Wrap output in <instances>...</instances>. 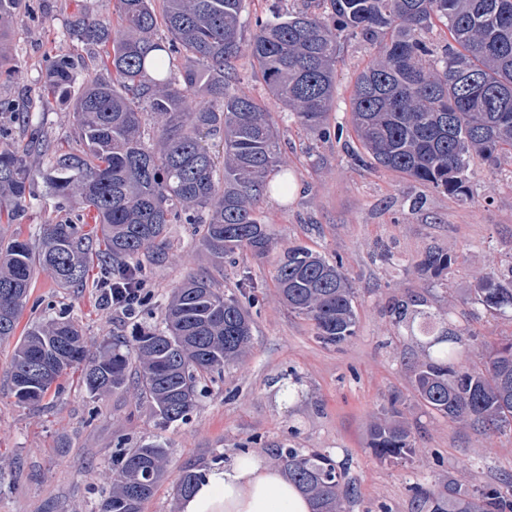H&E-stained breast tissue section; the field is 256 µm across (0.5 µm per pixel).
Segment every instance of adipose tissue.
I'll list each match as a JSON object with an SVG mask.
<instances>
[{"label": "adipose tissue", "mask_w": 512, "mask_h": 512, "mask_svg": "<svg viewBox=\"0 0 512 512\" xmlns=\"http://www.w3.org/2000/svg\"><path fill=\"white\" fill-rule=\"evenodd\" d=\"M180 512H312L310 498L276 468L248 455L209 467Z\"/></svg>", "instance_id": "obj_1"}]
</instances>
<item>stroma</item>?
<instances>
[{"instance_id": "35a3bbf8", "label": "stroma", "mask_w": 512, "mask_h": 512, "mask_svg": "<svg viewBox=\"0 0 512 512\" xmlns=\"http://www.w3.org/2000/svg\"><path fill=\"white\" fill-rule=\"evenodd\" d=\"M111 13L110 0H26L9 33L13 76H0V130L16 143L24 138L9 110H27L47 133L52 148L79 150L69 106H41L45 60L73 52L69 21L77 11ZM375 54L359 40L341 43L336 93L329 121L345 128L342 142L322 143L278 118L280 149L298 186L282 198L267 197L262 218L275 238L272 252H239L214 265L191 224L170 225L163 257L146 266L152 316L112 310L92 283L60 288L38 275L21 325L43 317L45 304L67 312L89 339L132 336L140 325L160 322L168 298L185 279L208 273L225 294H237L250 273L263 298L252 308V348L223 375H207L188 423L162 426L135 387L93 398L75 375L36 405L21 404L9 391L14 340L0 341V512H90L112 484L117 442L166 446L163 480L142 512H179L176 479L182 470L202 471L248 452L279 466V450H318L336 461L349 483L345 512H411L415 487L471 490L512 480V430L487 431L429 410L412 383V364L422 356V336L396 325L394 303L420 297L430 311L445 312L458 337L461 361L482 362V346L512 338V313L487 312L466 294L477 275L512 270V156L497 165L474 158L466 173L470 196H456L402 174L363 165L346 151L355 139L350 95L357 74ZM77 207L45 198L32 187L31 207L16 224L0 223V239L19 234L38 242L44 225L83 223ZM302 245L340 256L355 292L357 334L333 346L320 342L304 316L278 296L273 278L278 253ZM441 247L452 262L447 286L418 265L425 251ZM401 412L411 431L410 459L381 460L367 446L377 417Z\"/></svg>"}]
</instances>
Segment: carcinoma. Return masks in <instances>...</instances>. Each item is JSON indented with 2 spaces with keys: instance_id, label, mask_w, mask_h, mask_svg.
<instances>
[{
  "instance_id": "obj_1",
  "label": "carcinoma",
  "mask_w": 512,
  "mask_h": 512,
  "mask_svg": "<svg viewBox=\"0 0 512 512\" xmlns=\"http://www.w3.org/2000/svg\"><path fill=\"white\" fill-rule=\"evenodd\" d=\"M321 2V13L309 4L273 11L256 22L247 41V0H113L114 19L72 16L70 37L93 51L97 64L85 74L76 56L54 53L45 91L53 97L79 90L73 120L83 148L57 152L43 167L39 158L49 141L32 119H26L23 149L1 138L0 218L25 215L31 185L40 179L51 196L81 205L93 227L46 224L38 250L17 237L0 240V341L16 335L39 273L61 288H82L97 262L135 290L143 281L142 258L160 260L168 226L196 223L199 210L209 214L200 234L215 263L241 249L271 250L274 233L260 204L268 193L286 194L288 181L268 183L284 166L271 113L235 89L231 62L244 50L266 93L288 108L284 117L326 143L344 133L327 123L340 40L379 45L351 95L353 132L376 168L464 195L471 158L496 164L512 154V0ZM23 4L0 0V42ZM436 20L452 40L441 57L422 38ZM149 119L160 126L152 145L143 138ZM217 133L221 163L203 144V135ZM451 261L448 251L431 248L418 266L440 277ZM274 281L288 308L314 322L323 343L337 346L356 336L358 315L342 259L293 246L277 258ZM238 288L247 302L206 277L189 278L173 292L162 326L139 332L131 346L93 342L64 313L33 322L14 349L11 392L35 405L72 371L93 397L124 390L132 379L162 424L182 423L196 405L198 379L223 373L249 348V307L260 298L247 274ZM473 291L485 309L512 311V280L487 272ZM392 311L396 323L427 337L424 360L414 368L415 391L426 407L452 421L512 428V339L487 345L484 368L470 369L458 362L447 316L419 309L415 300ZM369 448L380 459H405L414 445L394 415L370 427ZM280 459L288 478L310 495L314 512H344L343 474L330 455L287 448ZM165 466L159 443L119 451L112 490L96 512H142ZM201 477L184 471L177 493L189 494ZM411 510L512 512V488L418 490Z\"/></svg>"
}]
</instances>
